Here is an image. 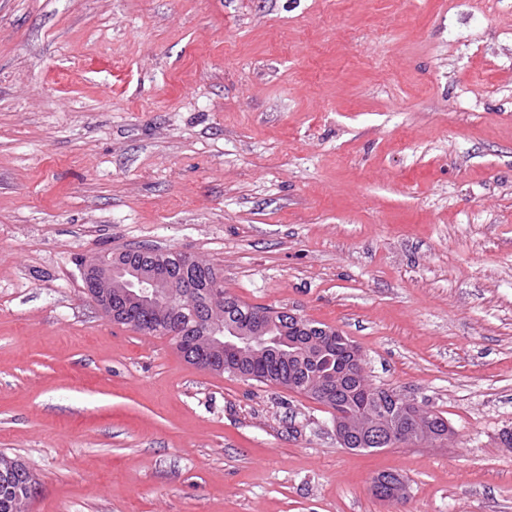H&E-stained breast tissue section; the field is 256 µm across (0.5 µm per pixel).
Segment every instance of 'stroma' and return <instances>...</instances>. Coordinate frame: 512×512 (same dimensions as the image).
<instances>
[{
	"mask_svg": "<svg viewBox=\"0 0 512 512\" xmlns=\"http://www.w3.org/2000/svg\"><path fill=\"white\" fill-rule=\"evenodd\" d=\"M149 245L348 336L444 444L105 317ZM512 0H0V453L29 512H512ZM401 475L404 502L377 499ZM403 407L409 417L406 423H400L395 418L373 413L371 414L374 417L372 423L355 424L351 416H345L334 411L333 428L336 439L339 443H343L347 435L356 434L369 443L387 442L390 447L411 444L422 432L419 427L418 409L420 407L412 401H405Z\"/></svg>",
	"mask_w": 512,
	"mask_h": 512,
	"instance_id": "35a3bbf8",
	"label": "stroma"
}]
</instances>
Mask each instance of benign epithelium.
Wrapping results in <instances>:
<instances>
[{
	"label": "benign epithelium",
	"mask_w": 512,
	"mask_h": 512,
	"mask_svg": "<svg viewBox=\"0 0 512 512\" xmlns=\"http://www.w3.org/2000/svg\"><path fill=\"white\" fill-rule=\"evenodd\" d=\"M86 287L94 290L101 300L118 299L124 308L131 309L145 302H166L176 299L182 290L168 274V269L158 263L124 264L97 260L86 267ZM210 337L217 344L216 351L234 357L262 358L273 356L290 362L314 357L325 348L333 333L325 331L310 335L303 342L288 340V328L276 325L275 319L267 321L251 318L237 322L217 320L208 315ZM408 421L400 423L392 417L373 414V422L356 424L349 415L334 413L333 428L338 442L349 434H356L370 443L387 442L398 447L415 442L421 434L419 405L412 401L403 403Z\"/></svg>",
	"instance_id": "benign-epithelium-1"
}]
</instances>
